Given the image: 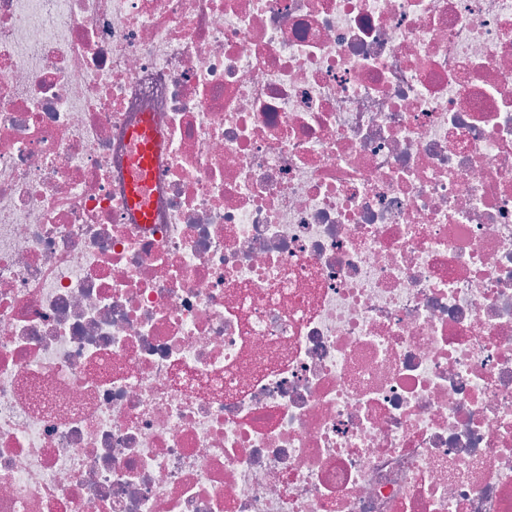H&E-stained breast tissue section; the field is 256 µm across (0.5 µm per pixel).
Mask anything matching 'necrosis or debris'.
<instances>
[{
    "mask_svg": "<svg viewBox=\"0 0 512 512\" xmlns=\"http://www.w3.org/2000/svg\"><path fill=\"white\" fill-rule=\"evenodd\" d=\"M0 512H512V0H0Z\"/></svg>",
    "mask_w": 512,
    "mask_h": 512,
    "instance_id": "obj_1",
    "label": "necrosis or debris"
}]
</instances>
